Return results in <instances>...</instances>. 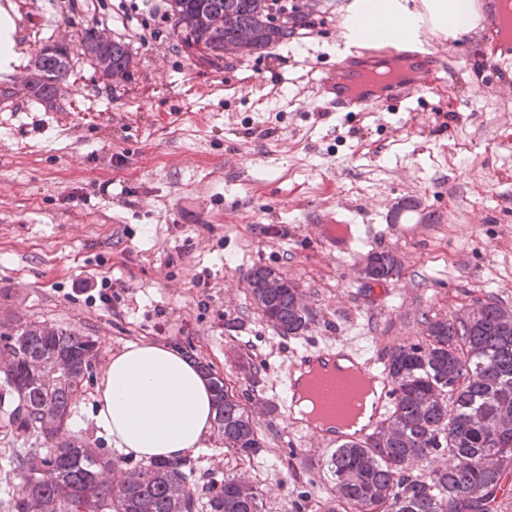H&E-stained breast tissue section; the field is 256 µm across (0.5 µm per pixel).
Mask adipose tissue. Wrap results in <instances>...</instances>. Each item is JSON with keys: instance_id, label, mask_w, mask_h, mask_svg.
I'll return each mask as SVG.
<instances>
[{"instance_id": "ef3b65f1", "label": "adipose tissue", "mask_w": 512, "mask_h": 512, "mask_svg": "<svg viewBox=\"0 0 512 512\" xmlns=\"http://www.w3.org/2000/svg\"><path fill=\"white\" fill-rule=\"evenodd\" d=\"M481 20L476 0H350L337 38L349 44L386 42L398 32L415 41L425 32L449 39ZM93 418L125 454L150 462L201 448L214 418L206 378L178 351L155 343L126 344L109 359L96 389Z\"/></svg>"}]
</instances>
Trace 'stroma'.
Instances as JSON below:
<instances>
[{
  "label": "stroma",
  "mask_w": 512,
  "mask_h": 512,
  "mask_svg": "<svg viewBox=\"0 0 512 512\" xmlns=\"http://www.w3.org/2000/svg\"><path fill=\"white\" fill-rule=\"evenodd\" d=\"M306 24L245 59L202 64L181 48L168 0H0L18 15L22 60L0 78V319L45 321L92 337L99 355L71 403L91 448L111 436L92 418L110 356L150 340L188 352L238 392L274 404L256 418L264 450L235 458L218 431L202 471L256 487L264 512H325L326 453L287 418L296 352L346 344L366 357L424 340L492 296L512 308V64L486 67L484 28L451 49V73L395 110L339 112L313 81L336 61L350 0H302ZM89 27L127 43L130 80L102 79L77 42ZM71 41L54 105L22 90L37 50ZM331 210L379 233L329 252L315 225ZM398 278L367 280L374 252ZM255 264L300 286L308 328L281 336L247 288ZM111 303L98 298L102 283ZM259 368L250 386L240 355ZM0 402V512L20 489L11 461L41 442L12 433Z\"/></svg>",
  "instance_id": "stroma-1"
}]
</instances>
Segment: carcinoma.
Returning <instances> with one entry per match:
<instances>
[{"mask_svg": "<svg viewBox=\"0 0 512 512\" xmlns=\"http://www.w3.org/2000/svg\"><path fill=\"white\" fill-rule=\"evenodd\" d=\"M174 25L188 28L197 42L223 50L224 41L241 29L253 32L257 50L286 42L305 14L291 11L286 26L269 14V0H177ZM224 14V29L206 23L211 13ZM92 66L112 76L131 65L128 46L100 45L91 36L81 41ZM67 54H40L34 63L30 95L52 104L67 74ZM369 268L374 282L399 275L394 256L374 254ZM274 268L254 265L246 282L262 315L273 314L283 336L308 328L311 310L297 306V292L268 293L256 287ZM478 313L427 321L424 343L399 345L387 355L395 384L384 425L366 441H348L325 461L324 476L334 500L326 512L351 505L358 512H490L500 507L503 476L512 472V321L491 296L477 300ZM0 354L11 363L3 382L17 395L9 425L17 434L35 436L48 447L29 448L16 458L24 477L9 500V512H262L258 493L240 497L236 479L197 474L192 458L154 460L134 466L104 448H87L71 432L58 438L44 428L50 416L70 419L73 396L98 355L96 342L80 332L44 322L0 324ZM61 369L53 386L44 372ZM213 389L215 423L224 447L240 458L263 448L254 421L252 393L236 394L226 381L199 364ZM446 452L452 464L412 474L413 464L433 452ZM494 457L491 464L488 459Z\"/></svg>", "mask_w": 512, "mask_h": 512, "instance_id": "1", "label": "carcinoma"}]
</instances>
